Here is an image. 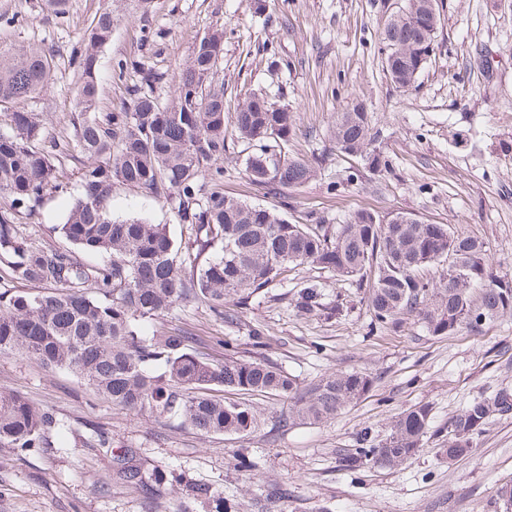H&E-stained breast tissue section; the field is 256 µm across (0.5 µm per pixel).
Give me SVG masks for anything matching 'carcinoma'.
Masks as SVG:
<instances>
[{
    "mask_svg": "<svg viewBox=\"0 0 512 512\" xmlns=\"http://www.w3.org/2000/svg\"><path fill=\"white\" fill-rule=\"evenodd\" d=\"M112 10L101 11L76 53L81 83L71 125L74 141L44 140L38 117L16 108L48 84L54 56L40 45L0 50V256L23 284L54 290H18L0 295V353H21L44 365L69 370L96 392L128 411L177 419L201 436L242 435L256 430L261 414L253 397L288 401L282 428L297 421L320 424L336 417L370 391L373 378L360 371L330 373L308 387L266 356L265 328L247 325L254 348L241 356L222 342L224 355L197 352L182 329L144 323L163 318L177 305L203 303L217 319L236 324L244 306L287 268L312 265L364 289L371 329L395 331L412 316L431 336L467 328L512 312V279L493 274L483 241L447 224L413 216L383 219L358 210L342 224H295L275 208L248 204L224 194V83L211 44L214 31L199 38L177 72L174 94L164 103L156 92L162 75L140 60L119 65L139 74L129 98L110 112L97 111L98 53L112 39ZM384 40L403 51L400 72L386 71L400 88L412 86L427 64L426 27L400 18L383 30ZM235 129L251 151L245 175L265 193L281 196L303 187L311 163L286 158L280 144L295 131L293 113L254 93L238 106ZM336 150L377 169L382 155L370 148L367 113L354 106L331 126ZM78 160L77 195L62 224L52 227L73 247L107 261L86 265L73 252L32 246L19 233L44 197L67 188L63 162ZM272 177H266V171ZM119 185L171 204L177 223L189 231L176 246L165 224L116 220L109 214ZM219 252L202 259L215 245ZM448 264L438 280L422 272ZM102 294L96 299L89 295ZM234 299L233 306L226 300ZM296 313L332 322L348 310L326 300L323 285L305 280L294 293ZM221 387L237 395L216 399ZM512 413V392L475 399L448 418L452 462L472 452L474 440L493 415ZM430 409L415 406L395 416L381 438L361 433L357 447L336 451L341 466L393 469L424 447ZM60 431L56 416L13 393H0V446L48 448Z\"/></svg>",
    "mask_w": 512,
    "mask_h": 512,
    "instance_id": "1",
    "label": "carcinoma"
}]
</instances>
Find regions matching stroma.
Wrapping results in <instances>:
<instances>
[{"instance_id":"obj_1","label":"stroma","mask_w":512,"mask_h":512,"mask_svg":"<svg viewBox=\"0 0 512 512\" xmlns=\"http://www.w3.org/2000/svg\"><path fill=\"white\" fill-rule=\"evenodd\" d=\"M106 6L115 26L97 61L101 111H111L138 81L136 72L119 71V61L135 57L161 72L166 100L195 42L223 31L226 114L266 92L295 116L285 155L313 167L299 190L263 194L244 174L246 145L229 120L225 193L277 207L297 224H340L360 209L383 217L409 212L481 239L494 273L512 276V0H436L433 52L405 89L386 73L382 32L408 0H265L259 12L250 0H68L57 17L43 0H0V47L36 43L55 56L48 87L25 103L43 138L72 133L80 75L70 57ZM357 103L386 168H366L331 140L336 114ZM73 198L46 197L21 227L27 241L61 246L48 229L63 223ZM110 211L120 220L168 225L174 240L188 237L165 200L137 189L118 186ZM308 279L322 282L327 299H343L348 315L329 323L298 316L291 299ZM240 319L227 325L195 304L173 308L164 321L213 353L224 338L251 351L244 326L258 322L266 329L265 354L301 385L357 370L374 377L372 389L334 419L283 429L276 423L287 405L260 397L256 431L202 436L115 406L67 371L0 354V391L52 411L62 425L52 447H0V512H211L212 495L234 500L237 512H489L498 487L512 480V414L490 419L472 454L453 462L440 453L448 442L439 433L474 399L512 390V315L443 336L411 319L399 331L373 333L362 290L306 266L284 272ZM423 404L434 433L412 459L394 469L340 466L337 449L354 447L363 428L385 435L398 413ZM244 457L256 468H242ZM122 460L139 480L120 476ZM156 469L176 482L150 493L142 481ZM196 486L208 498L194 496Z\"/></svg>"}]
</instances>
